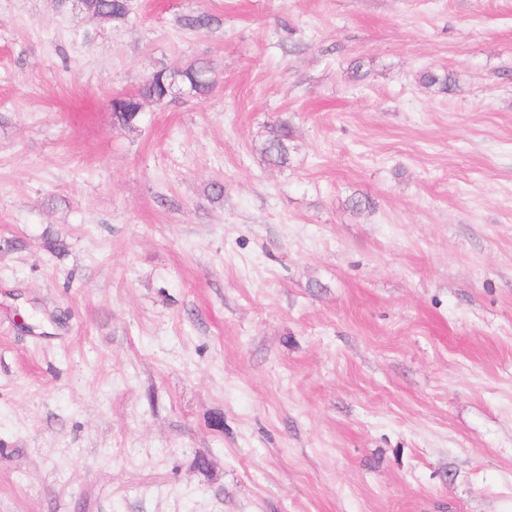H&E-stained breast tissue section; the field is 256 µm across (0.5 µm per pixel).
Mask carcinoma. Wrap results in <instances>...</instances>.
<instances>
[{
    "label": "carcinoma",
    "instance_id": "1",
    "mask_svg": "<svg viewBox=\"0 0 512 512\" xmlns=\"http://www.w3.org/2000/svg\"><path fill=\"white\" fill-rule=\"evenodd\" d=\"M59 9L93 15L107 24L124 23L129 19L130 0H57ZM219 19L206 11H191L183 14L179 23L184 29L198 31L208 29ZM214 80L210 67L203 61L193 63L178 70H158L151 74L136 95H117L114 100L125 104V108L114 111L118 122L132 125L139 120L140 114L133 106L137 101L153 100L162 102L176 93L188 92L204 95L213 87ZM291 131L288 122L282 121L271 127L262 142L261 154L265 161L273 166L288 164L289 140Z\"/></svg>",
    "mask_w": 512,
    "mask_h": 512
}]
</instances>
